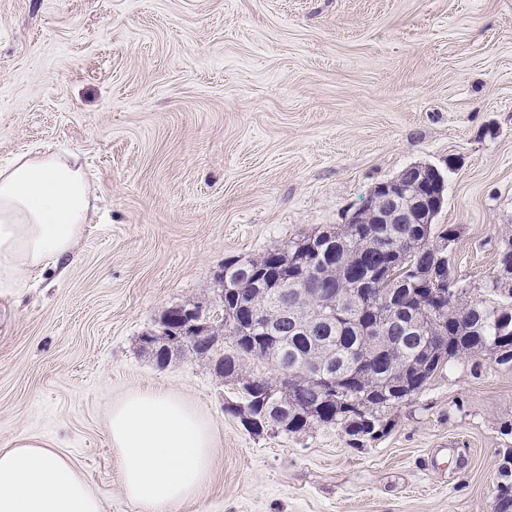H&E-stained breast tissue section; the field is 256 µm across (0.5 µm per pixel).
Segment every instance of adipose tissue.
I'll return each instance as SVG.
<instances>
[{
    "label": "adipose tissue",
    "mask_w": 512,
    "mask_h": 512,
    "mask_svg": "<svg viewBox=\"0 0 512 512\" xmlns=\"http://www.w3.org/2000/svg\"><path fill=\"white\" fill-rule=\"evenodd\" d=\"M85 168L61 151L33 149L0 164V303L34 278L66 272L96 211ZM126 497L144 512H172L210 480L211 420L160 386L127 392L108 417ZM0 512H102L71 460L52 443L17 437L0 448Z\"/></svg>",
    "instance_id": "ef3b65f1"
}]
</instances>
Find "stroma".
I'll list each match as a JSON object with an SVG mask.
<instances>
[{"mask_svg":"<svg viewBox=\"0 0 512 512\" xmlns=\"http://www.w3.org/2000/svg\"><path fill=\"white\" fill-rule=\"evenodd\" d=\"M44 146L89 168L98 212L64 278L0 310V448L51 441L103 512H143L108 414L151 383L215 431L176 512H494L512 364L456 359L357 448L336 424L248 432L213 362L159 367L141 337L413 164L444 175L434 222L483 286L512 234V0H0V163ZM306 237H303V239ZM303 239L292 240L288 242V245L284 246L283 249H274L273 251L268 252L264 255L260 260L255 259H230L224 262V268L219 275V284L221 286V291L219 294V300L222 303L224 300V283L226 282L230 288L236 287L241 283L249 282V278L247 276V271L250 266H257L260 264L266 265L269 261H271L274 256L285 253V251H289L290 249H294L300 241Z\"/></svg>","mask_w":512,"mask_h":512,"instance_id":"stroma-1","label":"stroma"}]
</instances>
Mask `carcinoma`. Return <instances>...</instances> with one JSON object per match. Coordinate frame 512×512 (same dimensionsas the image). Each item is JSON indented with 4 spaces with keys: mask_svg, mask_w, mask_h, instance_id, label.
Listing matches in <instances>:
<instances>
[{
    "mask_svg": "<svg viewBox=\"0 0 512 512\" xmlns=\"http://www.w3.org/2000/svg\"><path fill=\"white\" fill-rule=\"evenodd\" d=\"M335 236L336 256L327 261L319 273L288 270L277 304L291 306L303 298L307 311L333 299L344 306V317L336 323L315 327L312 331H293L291 319L281 317L278 327L283 338L273 345L274 365L293 372L290 396L295 407L288 411V428L297 433L316 423L336 424L360 442L383 436L389 429L382 411L417 395L430 379L449 363L462 356L486 353L499 364L512 363V306L499 302L483 304L472 299L471 286L457 285L446 298V309L431 308L436 291H448V280H456L452 260L444 261V280L429 278L437 263L442 241H455L454 228L439 229L413 219L402 223L338 224L330 230ZM292 240L282 249L268 252L261 259H230L224 262V282L231 288L249 281L248 268L267 264L274 256L293 249ZM398 261L392 268L396 281L408 285L405 306L424 328L441 333L438 340L410 326L402 329L389 321L390 308L381 295L364 308L348 305L353 289L363 280L382 275L385 265ZM223 332L231 336L232 349H212L224 361L220 375L242 376L243 362L256 358L255 352L268 346L264 328L247 323L232 302L224 305ZM331 356L329 370L336 374V394L326 396L305 373L302 365L315 358L318 351ZM244 391V402L251 417L249 429L264 430L266 412L274 409L280 394L267 393V379L252 377ZM503 482L498 485L495 512H512V455L501 465Z\"/></svg>",
    "mask_w": 512,
    "mask_h": 512,
    "instance_id": "carcinoma-1",
    "label": "carcinoma"
}]
</instances>
